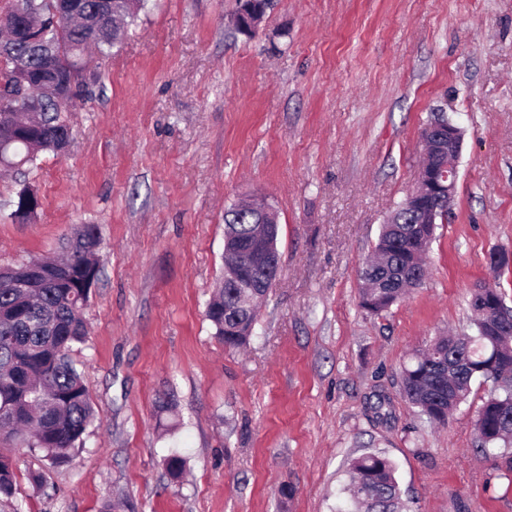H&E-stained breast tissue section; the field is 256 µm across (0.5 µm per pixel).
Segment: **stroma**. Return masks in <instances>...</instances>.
<instances>
[{"label":"stroma","instance_id":"35a3bbf8","mask_svg":"<svg viewBox=\"0 0 512 512\" xmlns=\"http://www.w3.org/2000/svg\"><path fill=\"white\" fill-rule=\"evenodd\" d=\"M238 8L148 0L68 113V149L0 176V267L57 254L77 224L103 236L71 353L97 420L56 467L0 444L18 460L0 512H336L347 459L375 451L406 512H512V449L476 446L487 387L438 425L400 384L413 350L473 333L476 283L512 308V270L487 264L512 253V0H271L249 34ZM437 112L463 132L454 204L423 285L373 314L358 273ZM250 193L278 213L282 272L229 349L205 308L224 212ZM13 205L16 208L12 215L19 218L17 223L28 224L36 218L42 202L37 190L30 185L23 184L16 194Z\"/></svg>","mask_w":512,"mask_h":512}]
</instances>
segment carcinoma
<instances>
[{
	"label": "carcinoma",
	"instance_id": "cac0c4a2",
	"mask_svg": "<svg viewBox=\"0 0 512 512\" xmlns=\"http://www.w3.org/2000/svg\"><path fill=\"white\" fill-rule=\"evenodd\" d=\"M144 0H122L116 31L93 22L107 7L103 0H84L82 16L69 15V0H9L3 13L11 26L0 32V50L30 59V69L16 74L0 67V167L20 170L38 167L44 152L58 154L69 144L72 131L63 113L76 101L56 95L51 85L61 81L42 71L47 46L64 32L72 65L85 69L93 47L102 58L127 33ZM38 6L43 41L30 39L28 16L22 6ZM33 97L40 111L19 109L20 101ZM13 215L28 224L42 202L30 185L16 194ZM277 215L271 204L256 209L232 205L224 212V235L229 237L224 265L233 253L257 244L253 232L263 228L260 254L251 265L210 298L206 317L228 348L247 342L257 320V306L272 287L277 252ZM436 225L418 223L417 208H396L392 221L381 226L374 257L360 272V305L382 313L399 302L405 291L422 284L423 257L434 238ZM101 231L96 224L72 228L62 258L35 257L16 267L0 268V439L16 442L53 464L67 461L83 447L84 436L95 420V410L81 373L70 352L84 340V309L91 287L100 273L97 252ZM476 334H450L435 339L424 351H415L402 370L401 389L407 401L432 423H443L464 402L474 382L491 385L476 414L480 426L478 447H512V335L492 338L484 331L487 317L476 312ZM17 467L0 454V498L13 495ZM346 504L336 512H403L400 486L392 462L380 452L349 460Z\"/></svg>",
	"mask_w": 512,
	"mask_h": 512
}]
</instances>
